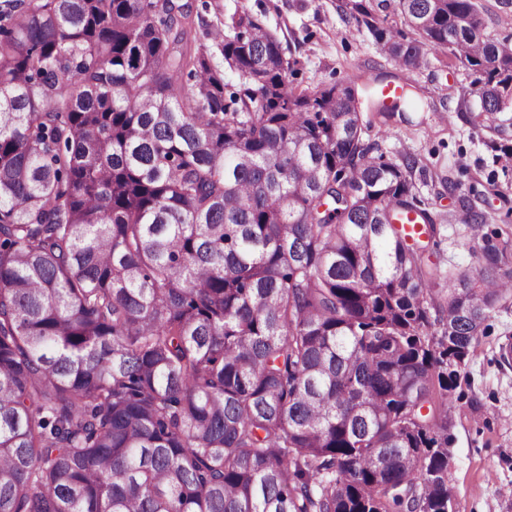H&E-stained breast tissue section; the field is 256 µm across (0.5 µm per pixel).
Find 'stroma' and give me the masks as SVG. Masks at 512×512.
<instances>
[{"instance_id": "stroma-1", "label": "stroma", "mask_w": 512, "mask_h": 512, "mask_svg": "<svg viewBox=\"0 0 512 512\" xmlns=\"http://www.w3.org/2000/svg\"><path fill=\"white\" fill-rule=\"evenodd\" d=\"M341 0H191L206 23L228 21L248 9L276 35L295 67L289 82L314 90L331 84L364 89L380 78L409 97L393 112L363 114L366 140L394 163L413 158V192L437 225L427 247L433 286L474 273L484 249L512 244V167L490 141L512 143V112L498 130L459 111L470 79L444 49L430 51L415 70L400 68L365 25L346 19ZM483 32L512 48V0H478ZM487 217L471 230L467 213ZM488 327L459 369L451 410V474L457 512H512V369L500 366L502 344L512 342V302L492 311Z\"/></svg>"}]
</instances>
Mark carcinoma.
<instances>
[{
    "mask_svg": "<svg viewBox=\"0 0 512 512\" xmlns=\"http://www.w3.org/2000/svg\"><path fill=\"white\" fill-rule=\"evenodd\" d=\"M341 9L406 69L448 49L474 122L512 110L474 0H397L409 39ZM193 29L0 0V512H448L449 366L507 248L432 288L415 162L371 156L358 90L289 86L247 12Z\"/></svg>",
    "mask_w": 512,
    "mask_h": 512,
    "instance_id": "obj_1",
    "label": "carcinoma"
}]
</instances>
